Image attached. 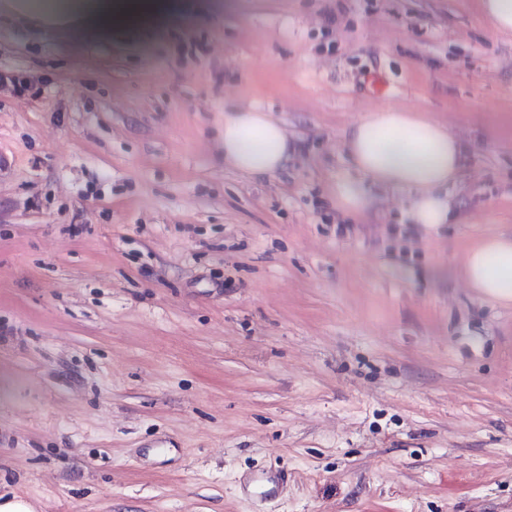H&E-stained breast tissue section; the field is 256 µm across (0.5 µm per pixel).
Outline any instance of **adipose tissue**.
<instances>
[{"mask_svg":"<svg viewBox=\"0 0 512 512\" xmlns=\"http://www.w3.org/2000/svg\"><path fill=\"white\" fill-rule=\"evenodd\" d=\"M13 14L45 29H111L116 23L153 22L175 14L177 0H0ZM343 145L354 167L374 185L410 191L409 214L426 229L457 224L446 194L461 172V144L442 121L421 112L384 106L345 131ZM293 147L270 113L239 108L224 115V163L263 177L280 171ZM460 274L476 296L512 303V236L490 235L466 253Z\"/></svg>","mask_w":512,"mask_h":512,"instance_id":"1","label":"adipose tissue"}]
</instances>
